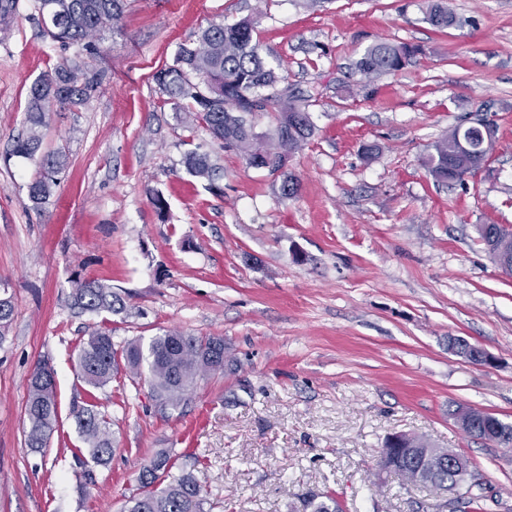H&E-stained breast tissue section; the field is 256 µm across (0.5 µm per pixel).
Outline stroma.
<instances>
[{"mask_svg":"<svg viewBox=\"0 0 512 512\" xmlns=\"http://www.w3.org/2000/svg\"><path fill=\"white\" fill-rule=\"evenodd\" d=\"M447 4L458 23L438 31L424 0H127L91 52L52 42L35 0H18L0 26V285L14 305L0 344V512H121L162 449L194 470L215 512H303L327 491L344 512H442L446 493L379 471L395 433L462 453L479 512H512V447L470 438L455 417L465 406L512 424V277L478 233L512 226V0ZM243 17L311 100L314 134L282 173L222 148L151 78L211 23ZM381 41L420 52L394 74L352 73ZM76 55L106 79L86 105L50 106L42 148L67 163L36 207V162L8 152L32 83ZM481 116L496 130L490 161L436 183L424 161L437 141ZM190 150L222 167V193L186 172ZM287 172L301 184L291 199ZM93 278L123 313L71 309L75 280ZM104 326L119 347L173 330L223 338L224 370L175 409L154 400L149 372L120 371L96 392L115 451L84 469L77 354ZM452 336L493 365L449 351ZM43 359L60 419L35 452L24 407Z\"/></svg>","mask_w":512,"mask_h":512,"instance_id":"stroma-1","label":"stroma"}]
</instances>
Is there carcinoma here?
<instances>
[{
    "label": "carcinoma",
    "instance_id": "obj_1",
    "mask_svg": "<svg viewBox=\"0 0 512 512\" xmlns=\"http://www.w3.org/2000/svg\"><path fill=\"white\" fill-rule=\"evenodd\" d=\"M124 0H37V22L45 34L62 47L83 44L98 34L110 31L123 12ZM428 24L443 31L457 23L443 0H428L425 14ZM255 21L242 18L233 23L215 22L208 26L198 42L181 46L173 63L153 74L162 102L185 111L201 123L225 149L240 152L247 163L261 168L272 163V170L286 160L314 134L310 112L298 105V96L288 86H279V77L261 56L254 40ZM407 43L380 42L367 48L356 62L357 72L366 77L401 71L417 53ZM104 75L89 68L78 57H64L40 76L30 87L26 130L15 140L13 153L30 160L38 159V170L29 184V199L42 204L65 165L59 152L41 151L42 128L46 126L51 104L62 107L86 105L103 83ZM273 112V133H258L252 121L258 112ZM465 132L456 127L435 145V154L426 161L429 174L450 186L462 183L482 168L485 152H467L458 144ZM190 175L204 179L209 189L222 192L218 167L205 154L194 151L185 158ZM489 253H497L512 262V238L484 241ZM71 308L89 313H119L125 308L122 296L99 280L75 283ZM13 314L11 298L0 296V344L6 340ZM81 378L87 386H106L120 367L133 374L145 367L150 372L155 400L162 407L180 406L197 377L224 372V339L198 337L169 331L153 337L148 346L130 342L117 349L111 332L98 331L78 352ZM79 434L96 463L106 462L114 450V439L103 416L89 404L73 411ZM25 444L33 451L47 445L58 420L54 370L36 368L28 378V398L24 409ZM500 426L497 417L485 414L471 433L485 439ZM400 458L395 471L403 484L408 474L418 475V485L444 489L455 495L454 502L474 504L479 496L468 485H460L448 463L429 449ZM173 463L166 453L157 454L139 474L142 492L130 498L122 512H211L203 488L191 471L172 474ZM308 512H337L338 500L331 495H313L304 501Z\"/></svg>",
    "mask_w": 512,
    "mask_h": 512
}]
</instances>
